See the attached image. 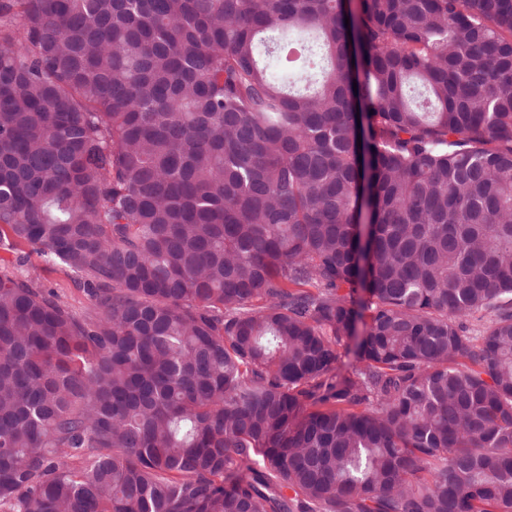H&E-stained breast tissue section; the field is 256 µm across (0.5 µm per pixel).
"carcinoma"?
I'll use <instances>...</instances> for the list:
<instances>
[{
  "instance_id": "obj_1",
  "label": "carcinoma",
  "mask_w": 512,
  "mask_h": 512,
  "mask_svg": "<svg viewBox=\"0 0 512 512\" xmlns=\"http://www.w3.org/2000/svg\"><path fill=\"white\" fill-rule=\"evenodd\" d=\"M25 246L0 512H512V0H0ZM22 269L36 277L42 288L61 296L74 312L81 313L90 304L89 297L75 286L71 277L45 264L36 254L29 255Z\"/></svg>"
}]
</instances>
